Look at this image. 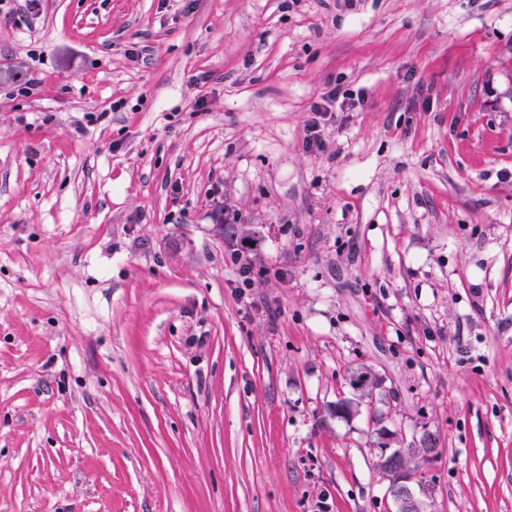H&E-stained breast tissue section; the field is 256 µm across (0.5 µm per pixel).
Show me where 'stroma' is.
Segmentation results:
<instances>
[{"label": "stroma", "instance_id": "stroma-1", "mask_svg": "<svg viewBox=\"0 0 512 512\" xmlns=\"http://www.w3.org/2000/svg\"><path fill=\"white\" fill-rule=\"evenodd\" d=\"M7 68L0 512H391L426 431L512 512V0H41ZM339 99V93L335 90L328 92L326 95H322L319 101L315 102L311 111L314 112V116L311 118L307 128V135L305 138V146L310 151H320L323 147L322 135H321V116L323 112H332V109L336 107V103ZM232 260L238 265V285L235 288L238 290L239 298L242 302L247 301L250 303L246 288L249 287L251 279L255 275V268L251 261L247 259L242 260L238 254H234ZM385 443V442H384ZM379 456V468L388 480L387 494L395 512H425V500L433 488L429 482L418 479L415 470L408 466L410 457L428 459L436 451L437 439L430 432L413 441L411 448H388L385 443Z\"/></svg>", "mask_w": 512, "mask_h": 512}]
</instances>
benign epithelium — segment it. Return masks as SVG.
<instances>
[{"label":"benign epithelium","mask_w":512,"mask_h":512,"mask_svg":"<svg viewBox=\"0 0 512 512\" xmlns=\"http://www.w3.org/2000/svg\"><path fill=\"white\" fill-rule=\"evenodd\" d=\"M436 447L435 435L425 432L408 448H381L378 465L388 480L387 494L395 512H425V500L431 497L433 488L429 482L417 478L415 470L408 466V459H428Z\"/></svg>","instance_id":"obj_1"}]
</instances>
